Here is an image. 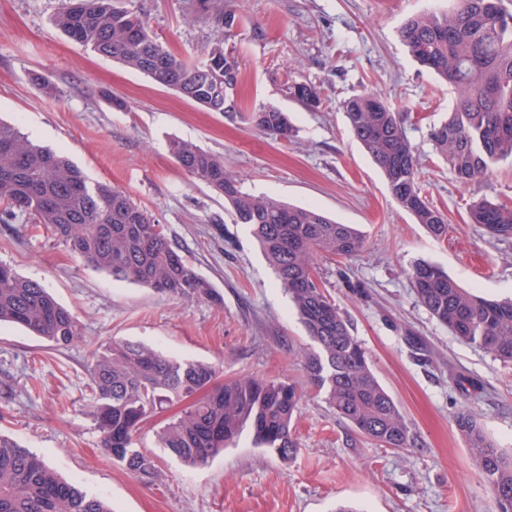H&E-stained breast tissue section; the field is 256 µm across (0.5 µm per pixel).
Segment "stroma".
<instances>
[{"instance_id":"35a3bbf8","label":"stroma","mask_w":512,"mask_h":512,"mask_svg":"<svg viewBox=\"0 0 512 512\" xmlns=\"http://www.w3.org/2000/svg\"><path fill=\"white\" fill-rule=\"evenodd\" d=\"M159 40L197 62L233 15L225 43L239 65L237 94L251 107L287 112L284 140L227 114L210 112L145 74L100 56L52 23L57 0H0V119L64 153L88 181L125 191L162 224L187 262L224 297L183 300L112 280L71 258L67 247L29 224H0V263L42 282L77 315L82 337L54 347L23 327L0 325V433L42 456L63 479L108 499L114 512H496L457 431L473 413L512 452V364L465 343L422 307L409 280L423 259L489 299L512 296V242H488L468 218L488 196L512 205V165L457 181L429 133L453 105L449 86L416 62L399 39L404 20L447 11L452 0H133ZM39 73L57 93L31 80ZM309 81L321 103L308 109L287 87ZM364 90L401 112L416 148L420 188L448 218L430 236L393 201L381 173L353 136L342 103ZM190 141L223 157L246 192L311 207L366 236L346 259H318L316 276L365 348L379 382L401 408L415 443L387 448L339 419L308 387L309 347L297 312L247 225L224 199L195 181L169 151ZM112 339L296 384L297 455L255 446L244 430L204 467L181 463L146 424L141 448L158 477L145 485L112 461L88 414L86 362Z\"/></svg>"}]
</instances>
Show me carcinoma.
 Returning a JSON list of instances; mask_svg holds the SVG:
<instances>
[{"instance_id":"1","label":"carcinoma","mask_w":512,"mask_h":512,"mask_svg":"<svg viewBox=\"0 0 512 512\" xmlns=\"http://www.w3.org/2000/svg\"><path fill=\"white\" fill-rule=\"evenodd\" d=\"M54 25L92 51L143 73L212 112L239 113L255 128L293 137L288 113L274 107L244 112L232 91L238 61L222 33L189 64L167 49L149 22L123 0H58ZM410 55L454 89L448 120L433 128L434 150L458 181L468 183L512 162V12L503 0H457L448 14L422 13L399 30ZM289 95L307 108L320 104V89L296 82ZM348 125L380 168L396 202L435 238L448 234L445 214L421 195L414 148L403 118L379 94L363 91L343 102ZM170 153L197 182L224 197L236 224H246L261 245L312 343L306 353L309 384L341 418L388 448L411 445L409 424L375 376L346 317L315 276L318 256L352 257L364 239L311 209L243 190L224 158L196 144L173 140ZM469 219L494 241H512V207L489 198L472 203ZM36 224L62 242L80 263L180 299L224 303L223 296L190 266L162 225L127 194L91 183L65 156L31 142L0 120V223ZM409 278L418 302L468 344L512 363V298L487 300L462 288L439 266L414 262ZM27 328L60 347L80 340L78 318L39 282L0 263V323ZM89 414L102 448L142 484L158 472L137 447L143 424L172 401L185 403L159 434L181 462L208 464L250 426L257 446L289 459L298 443L292 432L303 392L293 384L253 375L218 381L220 368L178 360L142 344L114 340L87 366ZM456 427L485 477L497 512H512V454L485 433L471 414ZM0 512H112L101 497L60 478L47 463L0 434Z\"/></svg>"}]
</instances>
